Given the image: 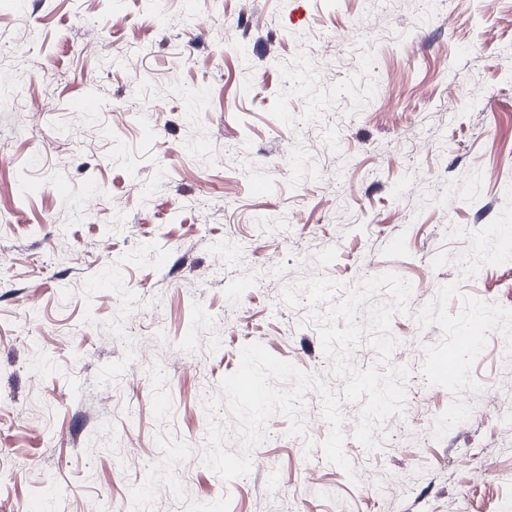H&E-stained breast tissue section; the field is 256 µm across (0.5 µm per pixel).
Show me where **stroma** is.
<instances>
[{"mask_svg": "<svg viewBox=\"0 0 512 512\" xmlns=\"http://www.w3.org/2000/svg\"><path fill=\"white\" fill-rule=\"evenodd\" d=\"M1 96L0 512H512V0H0ZM488 327L489 324L484 315L481 313L474 314L464 336L460 337L458 345L448 348V352L444 353L433 363L434 372L438 375L448 374V377L455 375L458 369L457 355L459 350L476 347L485 337L482 335L487 331Z\"/></svg>", "mask_w": 512, "mask_h": 512, "instance_id": "stroma-1", "label": "stroma"}]
</instances>
